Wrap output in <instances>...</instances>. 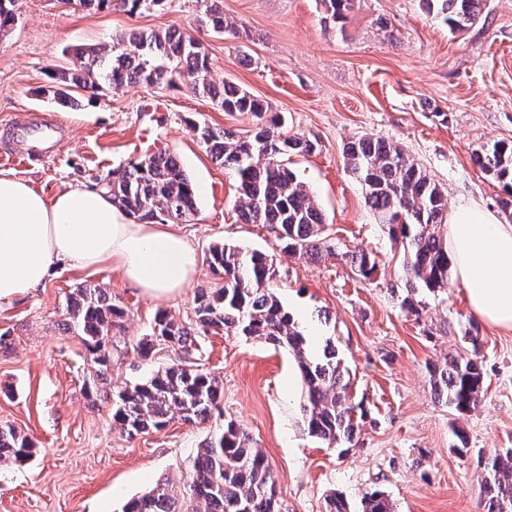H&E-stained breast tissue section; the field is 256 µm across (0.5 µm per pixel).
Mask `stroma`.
Masks as SVG:
<instances>
[{"label":"stroma","instance_id":"stroma-1","mask_svg":"<svg viewBox=\"0 0 512 512\" xmlns=\"http://www.w3.org/2000/svg\"><path fill=\"white\" fill-rule=\"evenodd\" d=\"M223 5L246 36L199 30L205 0H165L134 14L19 0L0 38V156L16 149L13 125L26 117L52 118L60 144L43 162L0 163V172L51 198L98 185L152 152L178 156L197 191V210L178 232L200 254L216 242L273 254L277 295L316 348L333 340L367 417L352 448L316 441L299 412L293 358L259 339L209 334L194 360L218 378L224 397L208 419L176 418L127 437L112 422L111 392L178 358L161 346L144 360L138 341L158 311L186 319L197 291L222 280L202 261L178 295L152 299L113 266L59 264L43 285L0 305V422L35 448L24 463L0 464V512H121L157 483L186 478L200 444L230 420L271 466L280 512H326L334 493L355 506L370 488L385 491L395 512H482L477 460L512 449V331L477 322L453 279L435 293L416 290L419 314L402 309L403 247L366 206L342 150L364 135L399 145L439 184L449 208L477 203L512 221L501 186L473 161L482 147L512 143V0H483L479 20L460 34L422 0H352L341 22L326 20L322 0ZM169 27L203 43L215 85L235 84L285 115L288 134L317 142L293 167L326 216L330 253L288 255L269 227L239 220L235 174L206 152L195 127L242 135L257 123L252 114L226 112L183 83L130 84L76 108L46 94L47 68H71L75 49ZM354 251L375 258L371 278L345 260ZM85 284L106 288L127 310L101 387L82 338L62 329L68 294ZM471 329L479 348L466 338ZM472 355L484 383L477 407L459 413L434 394L429 369Z\"/></svg>","mask_w":512,"mask_h":512}]
</instances>
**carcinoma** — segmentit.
Instances as JSON below:
<instances>
[{"mask_svg": "<svg viewBox=\"0 0 512 512\" xmlns=\"http://www.w3.org/2000/svg\"><path fill=\"white\" fill-rule=\"evenodd\" d=\"M165 0H65L69 5L106 9L117 6L133 14L157 7ZM329 17L346 19L351 0H323ZM453 33H462L480 17L482 0H426ZM15 22V0H0V38ZM200 25L214 33L239 34L236 23L224 17L221 0H207ZM170 30H133L112 42L108 50L75 51L71 70L49 69L47 92L65 105L79 100L71 94L79 88L91 98L108 88L146 84L164 88L188 80L191 90L216 101L226 112H249L260 123L247 136L210 127L199 129V138L213 159L235 172L243 197L239 218L246 224H265L292 256L313 259L325 246L326 224L313 195L288 166L292 155L311 154L310 140L284 132L286 119L267 116L265 104L231 83L219 89L210 80L208 55L201 41L180 37L171 46ZM345 164L359 182L365 204L402 240L406 252L405 287L409 294L401 306L418 313L410 292L422 285L435 291L448 280V203L439 186L399 146L382 139L360 137L343 149ZM475 163L502 183L512 208V143L496 142L475 153ZM112 203L139 223H180L197 207L193 181L172 153L139 158L103 178ZM206 262L224 279L218 288L198 292L194 316L179 321L158 312L151 332L138 348L143 358L155 346L171 344L179 360L150 372L112 399V420L130 437L164 428L174 417L196 423L208 417L223 396L219 381L193 365L189 357L198 351V336L224 332L227 336L262 339L289 351L302 383L300 411L310 437L327 444L354 442L365 412H357L345 379L348 369L328 340L320 355L309 350L308 336L270 288L276 270L271 255L244 251L227 243L209 247ZM355 272L372 277L376 262L365 253L351 255ZM126 311L99 285H83L68 297L66 332L82 337L98 366L97 377L108 372L112 331L121 330ZM484 373L473 357L452 359L431 369L432 388L459 412L473 410L478 402ZM33 445L15 427L0 424V463H22ZM478 466L484 473L483 512H512V449ZM274 473L265 457L252 448L249 435L233 421L205 439L197 449L192 471L182 487L160 482L153 489L126 502L122 512H279ZM360 512H394L385 494L368 489L360 498Z\"/></svg>", "mask_w": 512, "mask_h": 512, "instance_id": "carcinoma-1", "label": "carcinoma"}]
</instances>
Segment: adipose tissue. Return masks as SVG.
Segmentation results:
<instances>
[{"label": "adipose tissue", "instance_id": "adipose-tissue-1", "mask_svg": "<svg viewBox=\"0 0 512 512\" xmlns=\"http://www.w3.org/2000/svg\"><path fill=\"white\" fill-rule=\"evenodd\" d=\"M448 254L471 313L512 330V224L476 204L459 207L448 217ZM60 262L113 264L129 284L160 299L188 285L197 254L170 227L134 222L104 189L49 199L0 172V304L41 285Z\"/></svg>", "mask_w": 512, "mask_h": 512}]
</instances>
